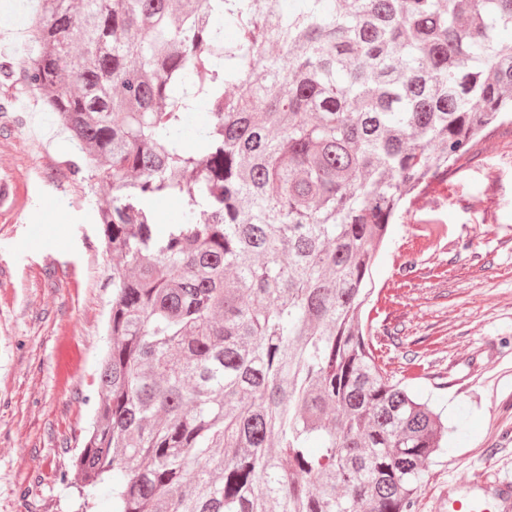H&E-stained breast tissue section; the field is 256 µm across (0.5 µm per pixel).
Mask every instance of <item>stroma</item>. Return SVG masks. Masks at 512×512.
I'll return each mask as SVG.
<instances>
[{
  "label": "stroma",
  "mask_w": 512,
  "mask_h": 512,
  "mask_svg": "<svg viewBox=\"0 0 512 512\" xmlns=\"http://www.w3.org/2000/svg\"><path fill=\"white\" fill-rule=\"evenodd\" d=\"M0 512H77L62 480L83 446L108 346L113 258L96 221L108 187L75 175L49 113L0 75ZM416 260L406 272L408 260ZM369 315L388 371L454 430L415 512H448L486 475L512 482V126L485 137L444 182L408 198L373 268Z\"/></svg>",
  "instance_id": "obj_1"
}]
</instances>
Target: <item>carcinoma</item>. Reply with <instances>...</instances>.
Segmentation results:
<instances>
[{"mask_svg":"<svg viewBox=\"0 0 512 512\" xmlns=\"http://www.w3.org/2000/svg\"><path fill=\"white\" fill-rule=\"evenodd\" d=\"M283 2L23 17L18 83L112 191L73 471L112 481L113 512H413L445 450L362 313L403 200L512 123V0ZM161 197L182 203L162 231Z\"/></svg>","mask_w":512,"mask_h":512,"instance_id":"1","label":"carcinoma"}]
</instances>
